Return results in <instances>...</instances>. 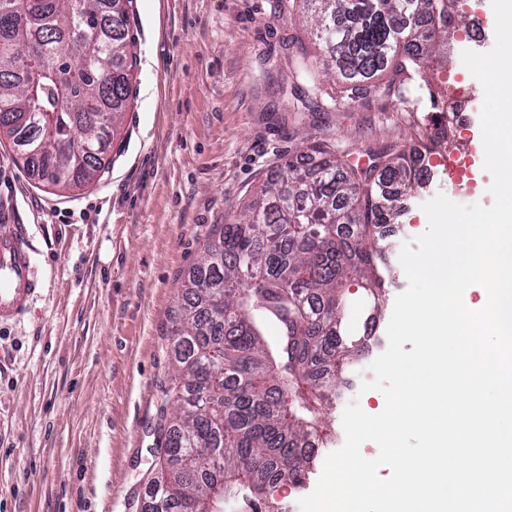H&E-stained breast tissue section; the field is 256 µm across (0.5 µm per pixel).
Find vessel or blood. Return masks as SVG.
I'll list each match as a JSON object with an SVG mask.
<instances>
[{"mask_svg": "<svg viewBox=\"0 0 512 512\" xmlns=\"http://www.w3.org/2000/svg\"><path fill=\"white\" fill-rule=\"evenodd\" d=\"M41 290L30 244L21 227L0 231V325L19 320Z\"/></svg>", "mask_w": 512, "mask_h": 512, "instance_id": "b4317fda", "label": "vessel or blood"}]
</instances>
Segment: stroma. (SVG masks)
I'll return each mask as SVG.
<instances>
[{"mask_svg": "<svg viewBox=\"0 0 512 512\" xmlns=\"http://www.w3.org/2000/svg\"><path fill=\"white\" fill-rule=\"evenodd\" d=\"M461 11L483 18L484 36L458 31L433 84L468 93L469 122L432 152L431 181L400 197L399 246L425 231L421 206L437 193L493 202L473 175L448 173L449 155L481 140L483 88L461 54L495 42L491 0ZM129 28L130 105L95 182L47 188L0 141V207L24 226L45 285L21 322L0 326V512H140L160 387L176 376L170 314L205 239L307 144L363 164L386 144L417 148L431 128L426 88L403 100L320 68L300 83L335 110L283 123L278 86L317 53L288 0H133Z\"/></svg>", "mask_w": 512, "mask_h": 512, "instance_id": "stroma-1", "label": "stroma"}]
</instances>
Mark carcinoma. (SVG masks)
<instances>
[{"instance_id": "cac0c4a2", "label": "carcinoma", "mask_w": 512, "mask_h": 512, "mask_svg": "<svg viewBox=\"0 0 512 512\" xmlns=\"http://www.w3.org/2000/svg\"><path fill=\"white\" fill-rule=\"evenodd\" d=\"M130 2L117 12L114 0H0V137L44 142L22 163L48 187L81 189L101 168L113 127L78 162L77 137L99 112L117 123L129 99ZM293 2L343 85L383 76L382 92L399 98L459 14V0ZM28 60L42 70L37 86L26 81ZM281 95L297 118L332 109L315 86L286 82ZM35 100L43 124H11ZM450 134L444 121L421 147L433 151ZM309 150L318 161L307 171L279 164L187 276L171 313L179 381L162 388L176 408L158 410L159 463L142 512H281L269 490L303 483L312 443L330 436L328 410L361 350L342 330L347 293L357 285L382 300L391 273L383 228L397 214L388 184L422 170L394 147L365 166H343L320 144ZM199 442L210 456L195 453Z\"/></svg>"}]
</instances>
